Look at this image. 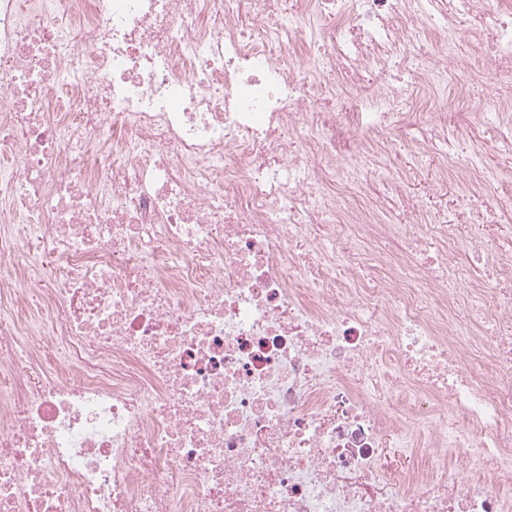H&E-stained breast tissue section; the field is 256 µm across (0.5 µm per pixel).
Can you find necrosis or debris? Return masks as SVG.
<instances>
[{
	"label": "necrosis or debris",
	"instance_id": "necrosis-or-debris-1",
	"mask_svg": "<svg viewBox=\"0 0 512 512\" xmlns=\"http://www.w3.org/2000/svg\"><path fill=\"white\" fill-rule=\"evenodd\" d=\"M482 59L512 0H0V512H512V254L370 146Z\"/></svg>",
	"mask_w": 512,
	"mask_h": 512
}]
</instances>
